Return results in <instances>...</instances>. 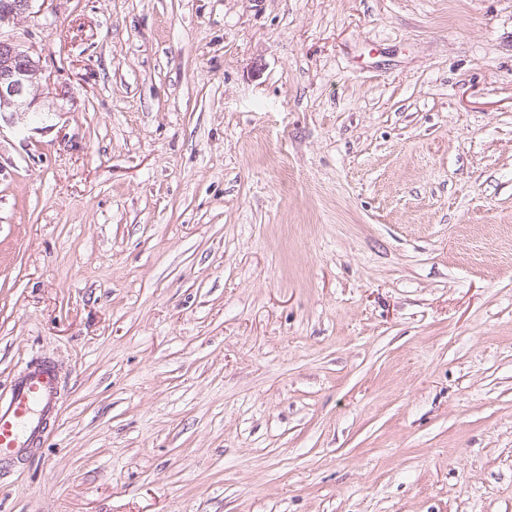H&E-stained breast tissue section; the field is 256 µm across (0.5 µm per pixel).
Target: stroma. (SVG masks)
Listing matches in <instances>:
<instances>
[{"label":"stroma","instance_id":"35a3bbf8","mask_svg":"<svg viewBox=\"0 0 512 512\" xmlns=\"http://www.w3.org/2000/svg\"><path fill=\"white\" fill-rule=\"evenodd\" d=\"M11 32L0 388L47 357L62 406L0 512H512V0ZM38 1L45 2L3 0L0 3V119L4 113L32 112L39 101L34 89L43 73L40 53L33 44L2 36L4 26L19 17L37 14L33 8Z\"/></svg>","mask_w":512,"mask_h":512}]
</instances>
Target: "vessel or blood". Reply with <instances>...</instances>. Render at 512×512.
Returning a JSON list of instances; mask_svg holds the SVG:
<instances>
[{
	"label": "vessel or blood",
	"instance_id": "1",
	"mask_svg": "<svg viewBox=\"0 0 512 512\" xmlns=\"http://www.w3.org/2000/svg\"><path fill=\"white\" fill-rule=\"evenodd\" d=\"M60 380L47 360L13 377L0 392V468L29 457L59 409Z\"/></svg>",
	"mask_w": 512,
	"mask_h": 512
}]
</instances>
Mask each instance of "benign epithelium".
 Returning a JSON list of instances; mask_svg holds the SVG:
<instances>
[{"instance_id": "1", "label": "benign epithelium", "mask_w": 512, "mask_h": 512, "mask_svg": "<svg viewBox=\"0 0 512 512\" xmlns=\"http://www.w3.org/2000/svg\"><path fill=\"white\" fill-rule=\"evenodd\" d=\"M37 0H0V29L33 13ZM41 56L34 45L0 35V115L33 111L41 81Z\"/></svg>"}]
</instances>
